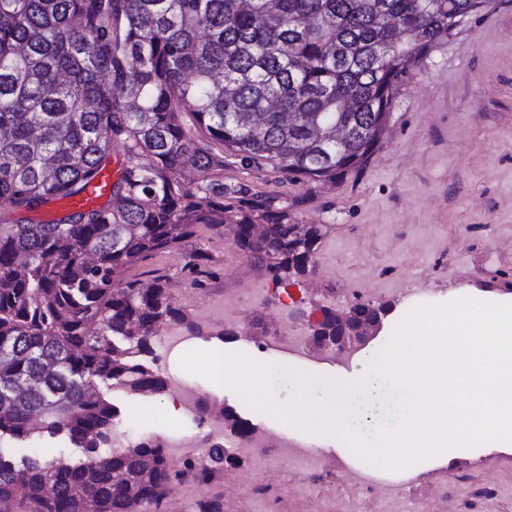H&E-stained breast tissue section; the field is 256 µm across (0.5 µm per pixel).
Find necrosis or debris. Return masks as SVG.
<instances>
[{
	"instance_id": "1",
	"label": "necrosis or debris",
	"mask_w": 512,
	"mask_h": 512,
	"mask_svg": "<svg viewBox=\"0 0 512 512\" xmlns=\"http://www.w3.org/2000/svg\"><path fill=\"white\" fill-rule=\"evenodd\" d=\"M273 308L274 314L267 325L261 344L274 347L282 355L321 359L333 358L352 361L361 351L360 345L345 344L342 349H331L316 344L313 330L308 323L298 322L276 286L259 282L245 293H225L223 299L204 306L198 316L202 326L219 325L249 333L245 322L247 310ZM167 394L194 419L200 420V431L167 439L164 447L170 459L185 460L205 456L210 443H223L231 456L244 460V468L235 471L232 480L224 485V512H236L241 494L255 495L256 512H282V496H269L268 490L281 469L302 471L307 478L321 480L335 470H342L347 490H331L327 499L309 502L307 512H359L364 494H371L381 507V512H412L408 506L410 491L423 481L422 475L412 476L406 484L398 485L380 481L372 465L336 467L319 450L303 446L283 436L252 433L233 436L221 415L214 409L217 397L202 395L187 382L168 378Z\"/></svg>"
}]
</instances>
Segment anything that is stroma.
<instances>
[{"instance_id":"obj_1","label":"stroma","mask_w":512,"mask_h":512,"mask_svg":"<svg viewBox=\"0 0 512 512\" xmlns=\"http://www.w3.org/2000/svg\"><path fill=\"white\" fill-rule=\"evenodd\" d=\"M221 177L281 194L296 221L327 226L319 268L305 283L307 301L344 310L363 302L395 307L410 293L418 306L455 301L463 289L511 294L512 0H495L402 77L382 140L363 169L331 185L235 160ZM186 246L206 252L216 272L205 287H192L172 254L156 255L138 272L147 284L165 276L173 300L190 315L241 287L239 269L259 273L223 231L199 229ZM104 395L120 407L118 428L131 439L198 431L188 415L170 421L154 397L117 387ZM491 469L499 484L487 507L478 494ZM431 475L432 483L448 485L460 512H512V454L454 457Z\"/></svg>"}]
</instances>
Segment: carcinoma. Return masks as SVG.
I'll list each match as a JSON object with an SVG mask.
<instances>
[{"label": "carcinoma", "mask_w": 512, "mask_h": 512, "mask_svg": "<svg viewBox=\"0 0 512 512\" xmlns=\"http://www.w3.org/2000/svg\"><path fill=\"white\" fill-rule=\"evenodd\" d=\"M493 2L0 0V201L29 211L74 197L124 150L111 208L0 224V512H172L164 489L190 474L208 487L196 512H223L224 466L241 465L223 444L178 467L157 436L109 446L119 409L101 388L162 399L158 330L202 333L163 280L144 288L130 271L177 254L204 287L215 272L185 249L202 226L277 284L309 273L326 225L206 173L226 155L315 183L365 167L401 77L461 27L448 19ZM187 170L202 175L193 192L173 179ZM374 323L328 307L313 339Z\"/></svg>", "instance_id": "obj_1"}]
</instances>
